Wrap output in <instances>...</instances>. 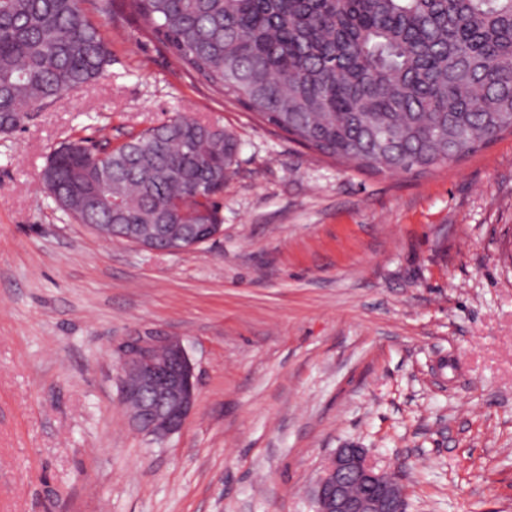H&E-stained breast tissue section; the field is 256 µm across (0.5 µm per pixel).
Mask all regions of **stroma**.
<instances>
[{
    "instance_id": "35a3bbf8",
    "label": "stroma",
    "mask_w": 512,
    "mask_h": 512,
    "mask_svg": "<svg viewBox=\"0 0 512 512\" xmlns=\"http://www.w3.org/2000/svg\"><path fill=\"white\" fill-rule=\"evenodd\" d=\"M90 18L106 75L0 134V512H315L349 443L406 512H512V134L365 172L189 73L127 0ZM179 114L241 144L220 239L108 243L44 189L61 144ZM148 335L180 339L196 374L161 442L119 401L122 346Z\"/></svg>"
}]
</instances>
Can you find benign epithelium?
<instances>
[{
	"mask_svg": "<svg viewBox=\"0 0 512 512\" xmlns=\"http://www.w3.org/2000/svg\"><path fill=\"white\" fill-rule=\"evenodd\" d=\"M224 234L222 224H185L174 253L189 251ZM119 397L130 426L154 441L178 432L196 405L194 367L181 341L169 336H134L123 346ZM317 512H405L403 491L393 474L379 470L364 449H337L318 479Z\"/></svg>",
	"mask_w": 512,
	"mask_h": 512,
	"instance_id": "benign-epithelium-1",
	"label": "benign epithelium"
}]
</instances>
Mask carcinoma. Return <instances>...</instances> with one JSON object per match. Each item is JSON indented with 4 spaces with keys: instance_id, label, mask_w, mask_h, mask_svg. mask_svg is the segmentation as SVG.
Returning a JSON list of instances; mask_svg holds the SVG:
<instances>
[{
    "instance_id": "1",
    "label": "carcinoma",
    "mask_w": 512,
    "mask_h": 512,
    "mask_svg": "<svg viewBox=\"0 0 512 512\" xmlns=\"http://www.w3.org/2000/svg\"><path fill=\"white\" fill-rule=\"evenodd\" d=\"M84 0H0V132L100 78L112 51ZM185 68L308 149L425 173L512 133V0H128ZM240 144L177 116L97 158L55 149L42 183L80 224L181 225L175 201L222 193ZM196 224L216 220L193 202Z\"/></svg>"
}]
</instances>
